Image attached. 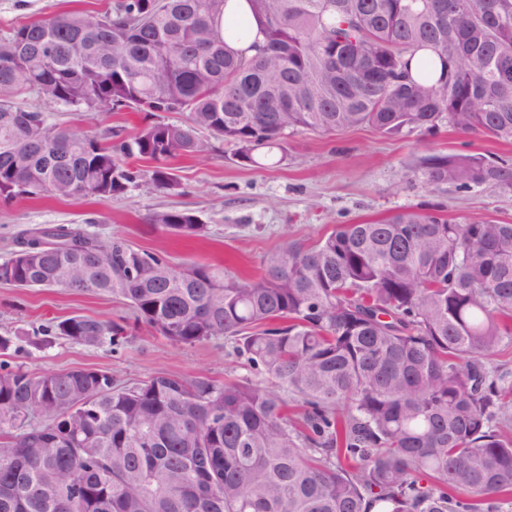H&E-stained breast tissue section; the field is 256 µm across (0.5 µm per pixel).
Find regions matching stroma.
Instances as JSON below:
<instances>
[{"mask_svg":"<svg viewBox=\"0 0 512 512\" xmlns=\"http://www.w3.org/2000/svg\"><path fill=\"white\" fill-rule=\"evenodd\" d=\"M112 0H0V37L19 24L61 11H105ZM56 122L87 133L108 126L137 128L136 112L75 114L56 106ZM285 156L272 167L240 165L232 144L212 141L198 157L173 162L180 188L174 194H148L133 187L107 202L43 197L0 207V260L15 240L42 224L94 225L105 236H118L133 248L162 253L175 263L195 262L241 276L260 273L263 256L287 239L311 243L338 225L381 220L406 211L433 212L448 219L512 222V194L491 186L468 192L426 187L418 177L422 159L431 154L478 152L512 160V143L482 135H462L440 125L431 134L388 138L359 126L335 134L290 132ZM194 212L209 228L207 239L171 235L149 224L163 210ZM126 302L61 288L23 289L0 284V335H16L23 350L5 361L34 373L97 368L119 383L140 382L163 371L185 378L222 381L249 376L244 359L224 338L193 346L175 345L150 328L139 327L114 348H85L65 339L39 346L38 330L49 321L80 315L130 316Z\"/></svg>","mask_w":512,"mask_h":512,"instance_id":"1","label":"stroma"}]
</instances>
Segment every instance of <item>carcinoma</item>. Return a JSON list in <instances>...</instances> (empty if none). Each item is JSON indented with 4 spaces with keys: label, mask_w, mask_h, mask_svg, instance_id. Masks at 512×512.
Segmentation results:
<instances>
[{
    "label": "carcinoma",
    "mask_w": 512,
    "mask_h": 512,
    "mask_svg": "<svg viewBox=\"0 0 512 512\" xmlns=\"http://www.w3.org/2000/svg\"><path fill=\"white\" fill-rule=\"evenodd\" d=\"M261 44L224 37L226 0H112L0 38V203L106 202L179 188L172 160L215 140L274 165L286 131L368 125L512 141V0H247ZM430 48L436 83L410 78ZM71 112H143L129 134L88 135L15 95ZM176 113L178 122L155 119ZM152 163L140 170L127 159ZM422 183L512 192V164L429 155ZM149 223L201 237L198 216ZM32 229L50 249L0 261V283L120 296L170 342L223 337L262 380L158 372L117 384L94 368L0 364V512H504L512 504V224L402 212L288 241L241 279L176 265L93 231ZM82 275L66 276L71 261ZM133 270L129 278L124 272ZM125 327L73 316L46 327L114 346ZM304 412H284L288 399Z\"/></svg>",
    "instance_id": "carcinoma-1"
}]
</instances>
